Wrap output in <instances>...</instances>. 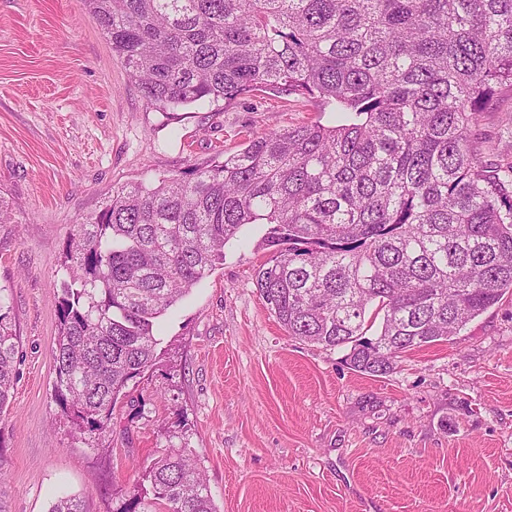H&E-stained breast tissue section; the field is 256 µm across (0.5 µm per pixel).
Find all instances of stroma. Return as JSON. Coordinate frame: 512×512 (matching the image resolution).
I'll list each match as a JSON object with an SVG mask.
<instances>
[{
    "mask_svg": "<svg viewBox=\"0 0 512 512\" xmlns=\"http://www.w3.org/2000/svg\"><path fill=\"white\" fill-rule=\"evenodd\" d=\"M259 91L229 107L150 106L83 0H0V288L20 336L0 416L7 512L77 495L116 512L169 445L200 463L218 512H512V291L452 340L370 376L344 347L300 341L255 287L267 225L163 315L165 355L119 400L95 448L50 397L68 237L113 188L185 176L245 136L333 123ZM512 166V99L473 129Z\"/></svg>",
    "mask_w": 512,
    "mask_h": 512,
    "instance_id": "35a3bbf8",
    "label": "stroma"
}]
</instances>
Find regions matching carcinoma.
<instances>
[{
	"mask_svg": "<svg viewBox=\"0 0 512 512\" xmlns=\"http://www.w3.org/2000/svg\"><path fill=\"white\" fill-rule=\"evenodd\" d=\"M161 111L263 89L341 114L274 129L189 178L120 186L74 226L59 279L53 399L86 445L158 359L154 322L248 224L275 248L256 288L288 335L350 346L382 376L512 290V170L472 128L512 97V0H85ZM383 313L367 333L366 312ZM20 336L0 296V414ZM120 512H217L186 446ZM48 512H84L65 497Z\"/></svg>",
	"mask_w": 512,
	"mask_h": 512,
	"instance_id": "obj_1",
	"label": "carcinoma"
}]
</instances>
